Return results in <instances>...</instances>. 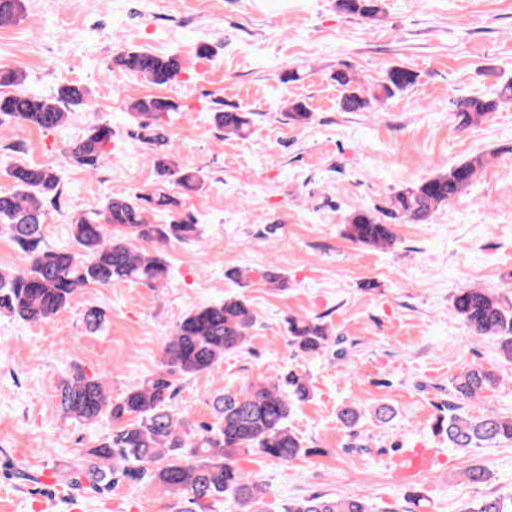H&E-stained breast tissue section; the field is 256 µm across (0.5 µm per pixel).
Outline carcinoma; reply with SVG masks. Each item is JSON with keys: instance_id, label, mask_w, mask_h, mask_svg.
I'll return each instance as SVG.
<instances>
[{"instance_id": "carcinoma-1", "label": "carcinoma", "mask_w": 512, "mask_h": 512, "mask_svg": "<svg viewBox=\"0 0 512 512\" xmlns=\"http://www.w3.org/2000/svg\"><path fill=\"white\" fill-rule=\"evenodd\" d=\"M378 2L336 0V8L370 19L381 12ZM22 13L23 0H0V25L16 21ZM113 64L120 72L139 75L159 87L176 83L183 70L180 56L161 55L142 47L119 52ZM332 79L340 88L344 111L368 112L412 88L418 73L403 65L391 66L376 84L364 87L345 64ZM24 80L22 72L0 67V125L11 121L54 130L64 124L71 108L87 104L88 91L81 85H66L57 95L43 97L23 89ZM510 103L512 79L501 83L491 96L459 100L455 112L460 126L468 128ZM174 110L169 99L153 95L136 98L128 105L129 115L138 126L152 133L149 142L157 145L152 162L159 175L193 192L201 183L199 171L176 165L168 139L155 127L160 115ZM253 116L236 109L217 112L214 120L224 133L244 137ZM286 117L294 125H305L311 112L304 102L295 101ZM111 141L112 127L97 124L81 140L69 144L65 156L72 164L94 172L103 166L104 147ZM483 165L482 156H472L395 191L381 209L351 212L344 235L360 246H394L395 225L431 223L439 208L461 195ZM4 173L12 189L0 193V232L10 235L25 264L0 268V314L27 324L49 323L89 285L131 282L163 288L169 278L166 247L200 238L194 215L174 213L178 200L157 187L134 196L110 197L102 208L72 220V245L49 247L43 229L61 196L58 171L15 161ZM154 211L170 213L171 220L152 223ZM453 308L470 335L499 341L505 365L512 368V302L482 288H461L454 296ZM256 321L251 305L240 296L191 308L165 337L157 368L119 398L112 397L99 377L77 371L64 379L58 393L64 417L84 423L104 417L112 420L105 441L88 451L90 460L79 459L73 464L67 483L99 494L124 481L152 483L172 497L173 512H206L208 501L226 498L233 501L236 512H254L252 506L265 489L257 481L246 480L237 466V456L256 452L290 464L315 453L288 426L293 407L314 396L311 377L290 370L274 381L224 391L213 400L216 420L210 425H192L187 415L174 408L173 400L177 378L220 368L225 356L243 348ZM286 324L288 343L296 353L314 360L325 351V325L293 316ZM496 381L495 373L478 365L464 368L452 380L453 402L448 404V414L438 416L433 425L448 447L466 450L512 443V415L462 412ZM338 418L352 428L361 412L352 402L339 409ZM491 477L483 465H472L465 472L473 484L486 483ZM280 512L410 510L397 502L372 506L356 495L332 498L313 494L280 504ZM461 512H512V496H489L465 503Z\"/></svg>"}]
</instances>
